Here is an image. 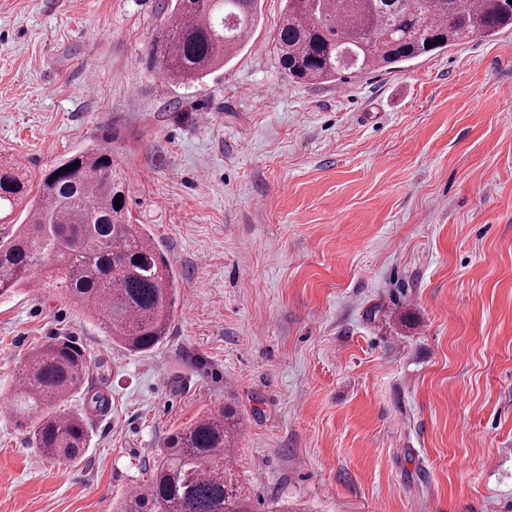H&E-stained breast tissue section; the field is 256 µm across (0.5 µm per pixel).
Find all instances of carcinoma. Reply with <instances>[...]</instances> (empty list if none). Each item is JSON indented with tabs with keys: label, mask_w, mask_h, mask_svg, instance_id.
<instances>
[{
	"label": "carcinoma",
	"mask_w": 512,
	"mask_h": 512,
	"mask_svg": "<svg viewBox=\"0 0 512 512\" xmlns=\"http://www.w3.org/2000/svg\"><path fill=\"white\" fill-rule=\"evenodd\" d=\"M166 2L168 20L152 56L158 71L184 82L229 63L258 21V0ZM511 29L508 0H286L276 49L293 79L343 82ZM28 193L19 168L1 162L0 205L13 206ZM123 200L106 146L76 151L49 168L26 219L0 236V296L61 288L125 350H154L169 333L175 274L143 226L130 222ZM90 371L79 347L48 343L28 357L9 398L11 414L32 423V443L50 459L78 460L89 431L83 413H50L49 406L79 395L94 412L108 410V390L89 384ZM238 433L239 422L224 408L200 414L160 450L148 493L131 494L118 512H249V489L224 463Z\"/></svg>",
	"instance_id": "obj_1"
}]
</instances>
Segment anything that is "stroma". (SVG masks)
Listing matches in <instances>:
<instances>
[{"mask_svg": "<svg viewBox=\"0 0 512 512\" xmlns=\"http://www.w3.org/2000/svg\"><path fill=\"white\" fill-rule=\"evenodd\" d=\"M163 0H0V157L30 185L104 143L173 266L134 354L53 288L0 297V395L65 339L107 413L62 465L0 417V512H116L168 436L241 420L252 512H512V30L295 83L285 0L224 69L159 80Z\"/></svg>", "mask_w": 512, "mask_h": 512, "instance_id": "1", "label": "stroma"}]
</instances>
